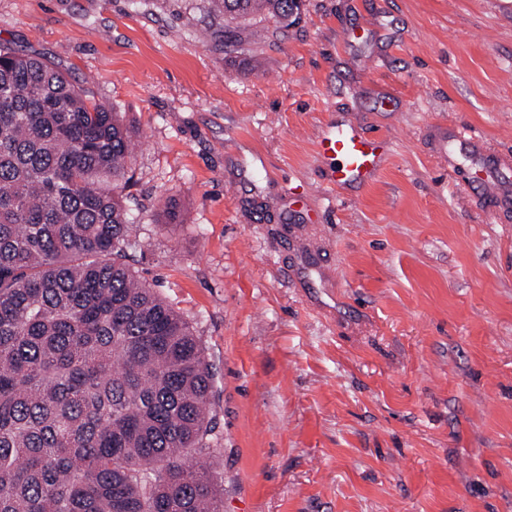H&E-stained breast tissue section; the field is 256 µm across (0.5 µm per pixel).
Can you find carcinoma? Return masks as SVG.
I'll use <instances>...</instances> for the list:
<instances>
[{"mask_svg": "<svg viewBox=\"0 0 512 512\" xmlns=\"http://www.w3.org/2000/svg\"><path fill=\"white\" fill-rule=\"evenodd\" d=\"M302 0H221L224 48ZM135 132L53 65L0 47V512H222L220 433L189 323L137 277Z\"/></svg>", "mask_w": 512, "mask_h": 512, "instance_id": "cac0c4a2", "label": "carcinoma"}]
</instances>
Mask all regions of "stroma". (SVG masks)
<instances>
[{
    "instance_id": "obj_1",
    "label": "stroma",
    "mask_w": 512,
    "mask_h": 512,
    "mask_svg": "<svg viewBox=\"0 0 512 512\" xmlns=\"http://www.w3.org/2000/svg\"><path fill=\"white\" fill-rule=\"evenodd\" d=\"M223 26L0 0L1 46L137 135L129 263L204 349L223 512H512V212L432 141L512 154V0H304L265 43L200 40ZM333 121L389 136L375 180L326 189Z\"/></svg>"
}]
</instances>
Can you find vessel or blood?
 <instances>
[{
  "label": "vessel or blood",
  "mask_w": 512,
  "mask_h": 512,
  "mask_svg": "<svg viewBox=\"0 0 512 512\" xmlns=\"http://www.w3.org/2000/svg\"><path fill=\"white\" fill-rule=\"evenodd\" d=\"M447 146L449 162L466 161L479 173V183L484 188L493 191L500 184L512 181V157L488 150L483 137L470 128H453ZM318 155L331 162L325 184L332 189L370 183L385 161L380 137L361 133L342 123L329 124L322 131Z\"/></svg>",
  "instance_id": "obj_1"
}]
</instances>
